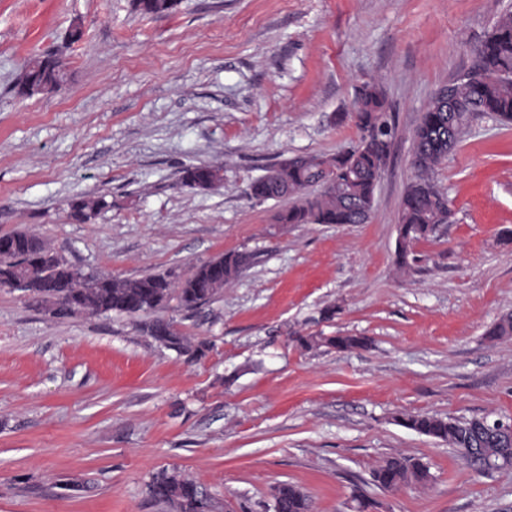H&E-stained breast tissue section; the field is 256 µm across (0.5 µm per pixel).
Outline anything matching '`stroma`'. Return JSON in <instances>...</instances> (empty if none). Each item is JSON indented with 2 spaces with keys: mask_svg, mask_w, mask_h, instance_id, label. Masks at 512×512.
Instances as JSON below:
<instances>
[{
  "mask_svg": "<svg viewBox=\"0 0 512 512\" xmlns=\"http://www.w3.org/2000/svg\"><path fill=\"white\" fill-rule=\"evenodd\" d=\"M512 0H182L170 17L131 0H0V235L33 233L85 274L138 278L245 252L220 297L177 322L193 359L124 315L53 317L0 288V512H170L160 470L214 512H267L281 483L312 512H512V469L479 473L400 412L512 417V125L477 114L430 176L451 217L400 270V203L413 135L434 93L467 72ZM84 36L66 43L72 28ZM68 80L22 98L30 59ZM378 81L395 140L364 224H279L249 182L281 160L356 142L355 91ZM189 165L223 185L177 187ZM105 195L91 220L66 202ZM334 308L324 317L325 308ZM365 336V349L302 336ZM401 454L428 486L385 492ZM430 478L429 469L423 463L403 455L388 457L373 472V480L381 488L425 485ZM149 490L152 497L174 512H212L211 498L196 483L179 472L162 470L156 474Z\"/></svg>",
  "mask_w": 512,
  "mask_h": 512,
  "instance_id": "obj_1",
  "label": "stroma"
}]
</instances>
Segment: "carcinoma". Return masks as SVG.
<instances>
[{
    "mask_svg": "<svg viewBox=\"0 0 512 512\" xmlns=\"http://www.w3.org/2000/svg\"><path fill=\"white\" fill-rule=\"evenodd\" d=\"M181 0H133V8L143 16L168 17ZM476 57L487 64L491 74L480 81L454 85L461 110L450 112L435 96L422 112L414 132L412 164L417 171L401 200L396 241V264L408 267L412 245L448 223L451 210L448 198L435 188L426 174L448 157L458 139L480 113L495 116L501 124L512 125V11L499 16L476 50ZM53 55L31 60L16 88L35 87L52 93L66 82V72L51 66ZM353 119L359 139L334 155H309L289 158L274 169L272 180L255 179L248 194L257 200H289L275 217L279 224H364L372 214L375 191L387 164L394 136L387 101L380 84L366 81L356 90ZM224 182L223 169L209 165H190L181 171L179 184L190 189H213ZM108 206L104 195L91 194L68 203L70 216L79 222L89 220ZM247 253H228L197 265L183 277L171 268L139 278L119 279L108 275L85 276L75 270L39 237L20 230L0 237V288L13 287V278L32 268L47 288L38 289V304L60 318L84 312L117 313L138 319L140 330L165 348L195 358L203 357L207 345H194L175 329L172 320L154 318L157 310L174 301L185 312H193L215 301L224 285L250 265ZM486 336L498 340L512 336V313L496 321ZM299 341L307 346H327L339 350L368 347L364 336H308ZM399 425L436 439L454 449L460 458L479 472H487L484 458L466 456L467 448H484L500 455L509 448L508 439L481 438L474 432L488 417L450 418L430 413L400 412L394 416ZM379 487L424 485L429 469L403 455L390 456L373 472ZM149 490L152 497L172 512H212L211 498L196 483L179 472L163 470L156 474ZM285 512H311L309 496L300 487L279 485Z\"/></svg>",
    "mask_w": 512,
    "mask_h": 512,
    "instance_id": "1",
    "label": "carcinoma"
}]
</instances>
